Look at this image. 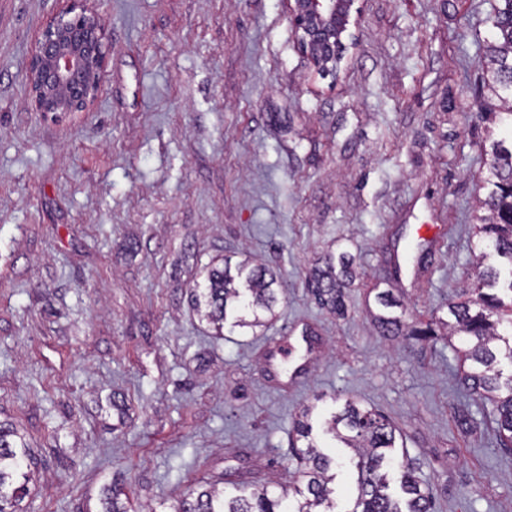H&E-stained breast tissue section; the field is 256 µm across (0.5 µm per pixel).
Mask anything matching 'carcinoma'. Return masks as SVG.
I'll list each match as a JSON object with an SVG mask.
<instances>
[{
	"label": "carcinoma",
	"mask_w": 512,
	"mask_h": 512,
	"mask_svg": "<svg viewBox=\"0 0 512 512\" xmlns=\"http://www.w3.org/2000/svg\"><path fill=\"white\" fill-rule=\"evenodd\" d=\"M494 38L484 47L480 65L486 72L490 99L489 119L512 126V0H499L493 19ZM491 152L496 165L486 179L491 186L484 201L487 213L479 215L477 232L491 243L506 268L486 264L488 254L475 260V277L448 300V318H434L424 327L407 322L403 304L391 290L376 293L378 312L372 321L379 334L394 341L400 337L425 344L441 338H459L466 370L458 381L482 404L485 421L494 424L497 443L512 455V145L494 140ZM353 261L345 253L316 260L308 275V291L322 309L342 317L353 284ZM281 274L249 261L231 266H211L203 289L191 291V302L223 332L228 318L232 327L262 325V317L274 315L279 303L275 285ZM312 407H303L293 419L294 429L305 441L293 449L305 462L303 486L292 492L250 490L236 485L231 490L191 489L177 498L170 512H341L329 484L334 459L311 438L308 419ZM326 433L354 451L357 469L356 498L349 512H434L433 487L423 478L406 452H398L395 425L382 413L346 396L327 421ZM26 444L9 426L0 423V512H19L26 496L19 478Z\"/></svg>",
	"instance_id": "carcinoma-1"
}]
</instances>
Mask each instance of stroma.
Instances as JSON below:
<instances>
[{
    "instance_id": "stroma-1",
    "label": "stroma",
    "mask_w": 512,
    "mask_h": 512,
    "mask_svg": "<svg viewBox=\"0 0 512 512\" xmlns=\"http://www.w3.org/2000/svg\"><path fill=\"white\" fill-rule=\"evenodd\" d=\"M83 2L112 39L94 102L33 111L36 42ZM496 2L363 0L323 77L289 0H0V422L30 452L23 512H101L109 486L125 512L293 488L292 418L316 404L330 444L339 392L399 427L436 512H512V455L451 351L390 345L368 316L389 288L427 323L474 276ZM243 251L281 272L279 316L217 339L190 292ZM328 253L354 259L340 320L305 285ZM306 331L319 359L282 388L266 346Z\"/></svg>"
}]
</instances>
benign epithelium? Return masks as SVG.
Masks as SVG:
<instances>
[{
	"label": "benign epithelium",
	"mask_w": 512,
	"mask_h": 512,
	"mask_svg": "<svg viewBox=\"0 0 512 512\" xmlns=\"http://www.w3.org/2000/svg\"><path fill=\"white\" fill-rule=\"evenodd\" d=\"M353 19H360L356 0H293L291 23L317 73H336ZM109 47L108 30L94 9L50 20L26 70L35 111H86L99 90Z\"/></svg>",
	"instance_id": "obj_1"
}]
</instances>
